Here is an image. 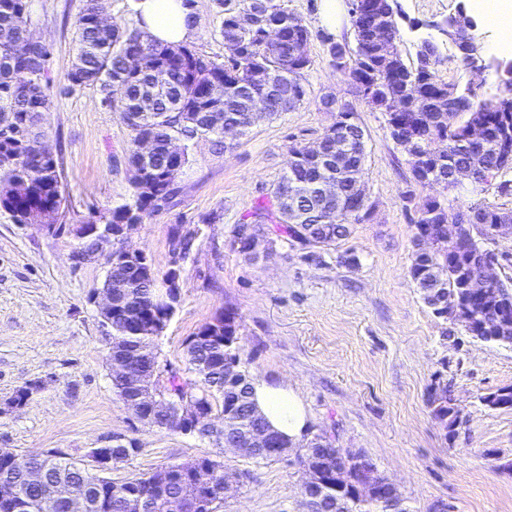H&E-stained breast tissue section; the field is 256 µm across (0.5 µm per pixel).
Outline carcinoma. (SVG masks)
I'll use <instances>...</instances> for the list:
<instances>
[{"label":"carcinoma","instance_id":"cac0c4a2","mask_svg":"<svg viewBox=\"0 0 512 512\" xmlns=\"http://www.w3.org/2000/svg\"><path fill=\"white\" fill-rule=\"evenodd\" d=\"M266 7L250 9L251 0H217L221 14L219 34L224 40V61H205V58L185 45H167L149 38L138 27L102 29L97 23L98 8L90 3L78 15L74 27L75 61L67 74L71 87L95 86L101 102L112 112L120 114L130 128L132 141L151 134L164 142L168 134H181L186 141L208 139L218 153L224 151V136L210 129L209 115L222 112L236 118L250 107V95L262 94L268 100L269 115L284 111L283 98L296 108L304 101L306 91L299 81L301 71L311 65L303 47L311 39V32L297 15L288 12L284 0H259ZM350 21L354 33V47L343 50L330 44L329 52L335 59L336 71L347 75L355 88L369 92L366 105L387 117L388 127L407 128L421 148L417 157L408 159L414 184L427 188L422 182L425 171H433L453 188L454 171L468 167L481 172L494 165L497 170L512 168V161L503 159V151L512 149L505 143L507 129L512 128V83L496 99H481L469 88L456 87L453 104L465 121L456 126L438 119L448 111V84L437 78L441 63L439 47L429 40L423 50H416L415 60L406 62L401 49L400 21L403 12L393 8L392 0H356L351 4ZM268 27L281 30L282 40L276 45L266 43L263 31ZM386 34V41L378 40L376 30ZM475 27L452 32L478 56L483 47L474 35ZM29 0H0V113L13 116L8 131H0V208L9 211L15 222L30 212L47 214L52 221L59 220L65 201L58 159L52 145L39 131L41 112L49 101L51 78L48 71L49 49L40 41L29 38ZM140 54L147 70L158 73L161 88L145 100L137 98L141 75L127 66V56ZM224 81V100L214 105L208 100L212 80ZM399 103L401 110L392 111ZM147 111L157 117V129H144L131 122V117ZM478 124L485 128L484 141L476 146L464 142L465 129ZM40 139L44 155L37 162L25 158L19 144ZM346 160L336 163L332 150L336 138H326L325 146L317 156H311L295 147L294 162L288 172L271 188L268 203L259 205L251 214L252 221L238 225L235 242L243 253L250 250L249 240L259 224H276L288 240L301 245L331 247L347 236L349 225L366 221L374 213L369 204L363 211H347L340 207L328 213L329 202L324 194L328 181L339 182L345 197L355 195L365 174V142L342 137ZM128 162L141 164L144 175L133 185V200L112 210L109 223L122 224L130 212L143 218L173 204L177 196L176 179L187 160L168 156L164 150L149 160L139 158L136 147H131ZM418 213L416 235L431 230L436 224H446L461 214H474L476 221L465 225L468 247H450L439 244L424 254L414 253L410 267L411 278L420 290L431 287L433 272L438 270L446 290L459 291L457 283L461 272L475 269L469 255L481 248L479 239L492 235L496 224L511 223L512 211L497 206L476 203L464 211L453 210L439 200L427 196L415 201L406 196ZM128 285L125 296L137 299L151 292L159 293L158 276L146 280L135 272L121 280ZM512 295V280L499 281L494 289L477 302L459 295L457 306L467 309L470 325L481 331L485 321L493 322L503 313L500 299ZM239 324L236 313L226 309L202 325L187 343L188 362L198 379L192 381L177 373L167 376L168 385L158 397L174 404L204 401L209 408L219 406L224 420L225 448H247L253 433L270 430L251 401L250 373L242 368L237 347ZM112 338L119 340L126 354L148 356L147 364L162 372L155 341L158 335L148 326V320L137 323L112 321ZM433 417L449 433H456L464 423L461 410L454 403L448 383L435 384L428 398ZM143 424L158 430L179 431L176 414L162 420L149 417ZM44 471V483L25 482V468L29 457L14 455L0 458V483L14 485L19 490L24 512H38L36 499L48 489H54L60 506L76 494L91 493L103 502L102 512H125L124 504L135 494H150L159 500L155 512H164L167 492L179 493L188 501L189 512L193 500L204 494H216L224 480V472L213 476V485L199 489L187 477L166 488L156 481L158 472L146 478L124 483H110L97 472L73 468V462L58 452L39 457Z\"/></svg>","mask_w":512,"mask_h":512}]
</instances>
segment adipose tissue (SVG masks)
<instances>
[{"instance_id":"1","label":"adipose tissue","mask_w":512,"mask_h":512,"mask_svg":"<svg viewBox=\"0 0 512 512\" xmlns=\"http://www.w3.org/2000/svg\"><path fill=\"white\" fill-rule=\"evenodd\" d=\"M139 27L153 39L168 45L190 41L197 32L195 13L185 0H137ZM253 399L271 427L299 442L308 416L302 401L288 383L255 380Z\"/></svg>"}]
</instances>
